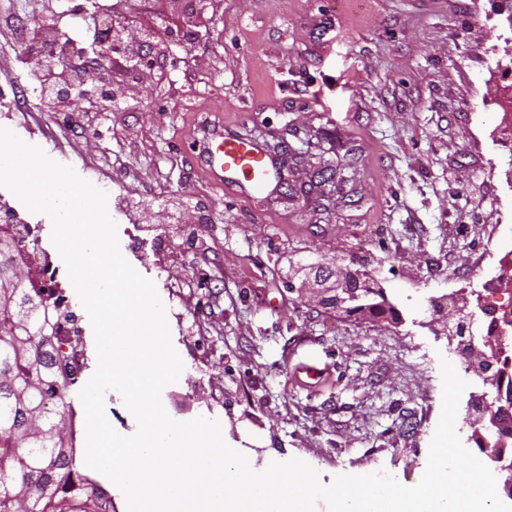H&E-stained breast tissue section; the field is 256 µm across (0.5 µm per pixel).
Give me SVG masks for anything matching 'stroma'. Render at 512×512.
I'll list each match as a JSON object with an SVG mask.
<instances>
[{"mask_svg":"<svg viewBox=\"0 0 512 512\" xmlns=\"http://www.w3.org/2000/svg\"><path fill=\"white\" fill-rule=\"evenodd\" d=\"M112 0L130 35L94 76L117 112L47 108L36 76L68 55L30 32L83 35L93 0H0V127L108 195L120 249L165 301L184 370L167 413L220 422L256 466L293 458L322 484L426 468L452 348L433 300L480 279L492 227H512V0ZM220 125L307 151L243 197L192 142ZM325 196L296 188L324 164ZM376 280L399 323L302 296L316 269ZM324 369L322 380L306 366Z\"/></svg>","mask_w":512,"mask_h":512,"instance_id":"obj_1","label":"stroma"}]
</instances>
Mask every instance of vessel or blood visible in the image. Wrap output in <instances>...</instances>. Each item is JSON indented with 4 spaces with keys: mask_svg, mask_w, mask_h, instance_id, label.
<instances>
[{
    "mask_svg": "<svg viewBox=\"0 0 512 512\" xmlns=\"http://www.w3.org/2000/svg\"><path fill=\"white\" fill-rule=\"evenodd\" d=\"M203 162L220 180L247 195L261 192L277 176L274 160L257 142L221 131L209 134Z\"/></svg>",
    "mask_w": 512,
    "mask_h": 512,
    "instance_id": "b4317fda",
    "label": "vessel or blood"
}]
</instances>
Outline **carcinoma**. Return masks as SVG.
<instances>
[{
    "mask_svg": "<svg viewBox=\"0 0 512 512\" xmlns=\"http://www.w3.org/2000/svg\"><path fill=\"white\" fill-rule=\"evenodd\" d=\"M369 316L380 315L368 275L353 279ZM0 512H101L98 486L80 474L61 426L77 378L50 371L52 313L29 280L0 260Z\"/></svg>",
    "mask_w": 512,
    "mask_h": 512,
    "instance_id": "1",
    "label": "carcinoma"
}]
</instances>
